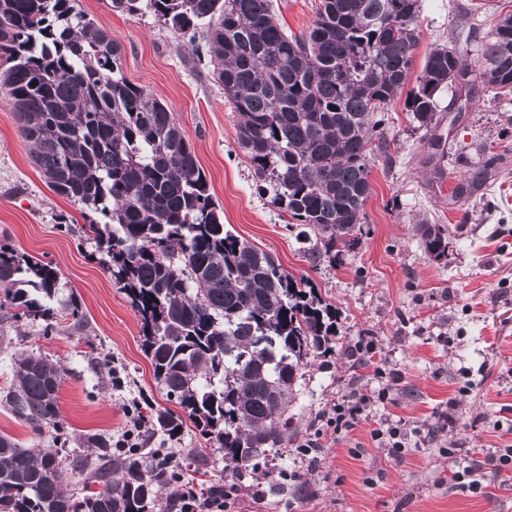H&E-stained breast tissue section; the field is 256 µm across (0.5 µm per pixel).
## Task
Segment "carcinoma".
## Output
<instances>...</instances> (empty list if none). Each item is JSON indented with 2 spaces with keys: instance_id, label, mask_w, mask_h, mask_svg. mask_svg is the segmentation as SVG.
<instances>
[{
  "instance_id": "obj_1",
  "label": "carcinoma",
  "mask_w": 512,
  "mask_h": 512,
  "mask_svg": "<svg viewBox=\"0 0 512 512\" xmlns=\"http://www.w3.org/2000/svg\"><path fill=\"white\" fill-rule=\"evenodd\" d=\"M114 12L147 8L180 38L196 40L238 114L237 142L258 195L303 227L304 255L318 266L360 242L372 193L374 151L387 137L376 113L406 94L417 128L440 125L438 93L465 84L463 110L480 88L512 95V15L499 20L469 71L470 37L425 56L405 90L420 38V0H320L312 26L288 33L272 0H110ZM0 90L32 158L59 195L100 215L82 226L109 259L141 321V346L166 400L147 435L179 434L187 421L224 456L225 476L257 470L268 448L295 430L288 405L310 357L332 352L336 312L307 280L224 227V212L181 126L167 107L130 82L122 47L79 0H0ZM454 153L428 138L424 164L443 180ZM498 162L489 156L461 179L453 198L482 190ZM426 255L448 254V225L418 227ZM58 270L0 250V312L85 324L75 298L56 299ZM65 368L13 353L5 407L34 432L60 430L57 395ZM219 385H214V380ZM70 458L0 435V512H162L175 508L179 476L153 448L117 454L90 435ZM86 493L67 492L65 469Z\"/></svg>"
}]
</instances>
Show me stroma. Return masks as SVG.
Instances as JSON below:
<instances>
[{
  "instance_id": "obj_1",
  "label": "stroma",
  "mask_w": 512,
  "mask_h": 512,
  "mask_svg": "<svg viewBox=\"0 0 512 512\" xmlns=\"http://www.w3.org/2000/svg\"><path fill=\"white\" fill-rule=\"evenodd\" d=\"M123 46L122 68L132 83L159 99L180 125L224 211L227 229L306 278L336 310L330 355L311 360L290 412L297 435L259 474L227 480L235 488L231 512H512V469L497 471L489 452L512 445V101L480 95L462 112L449 110L454 91L440 98L439 134L460 160L444 182L430 178L422 130L397 98L383 115L387 154L371 169L363 235L337 263L312 266L286 224L255 189L248 160L236 142L238 116L190 45L156 21L109 10L104 0H80ZM512 0H423L420 40L408 79L416 86L426 54L471 34L468 60L478 63L487 36ZM503 161L485 193L451 200L460 177L483 152ZM81 205L56 194L34 164L10 102L0 94V247L52 264L59 296L76 297L86 328L67 322L44 332L41 318L0 320V388H7L11 354L24 349L66 369L58 394L60 420L76 436L112 438L132 426L135 404L166 407L140 342L136 310L81 227ZM447 225L446 258L424 253L418 226ZM377 337L382 361L396 368L391 403L373 410L347 438L326 440L317 459L298 454L314 435L319 415L338 398L376 386L373 366L352 357L358 337ZM451 421L439 427L440 413ZM407 423L403 460L372 442L381 422ZM148 447L164 449L176 470L202 483L224 473V460L193 425L180 436L155 434ZM459 449L484 461L483 493L455 488ZM294 480H286V473Z\"/></svg>"
}]
</instances>
